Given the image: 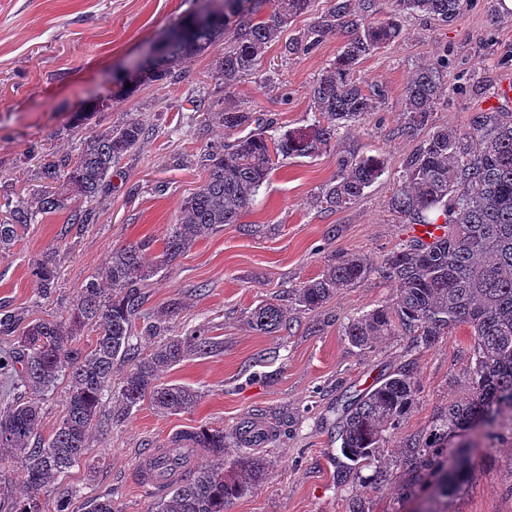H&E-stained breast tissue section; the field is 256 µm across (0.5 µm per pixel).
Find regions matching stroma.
Wrapping results in <instances>:
<instances>
[{
	"label": "stroma",
	"instance_id": "stroma-1",
	"mask_svg": "<svg viewBox=\"0 0 512 512\" xmlns=\"http://www.w3.org/2000/svg\"><path fill=\"white\" fill-rule=\"evenodd\" d=\"M499 0H468L449 23L421 16L403 19L401 38L364 57L358 67L368 83L387 97L365 120L340 129L327 151L313 157L279 160L255 203L237 223L195 244L165 274L146 282L144 316L172 299L182 304L168 322V335L206 325L224 341V350L194 356L162 376L163 382L198 389L188 411L162 415L149 404L125 412L109 398L80 461L43 494L46 512L67 499V512H91L96 498L112 496L119 512H147L152 501L137 477L144 453L167 447L176 433L208 423L226 436L225 465L250 455L264 472L251 492L233 499L226 512H347L360 495L367 512H429L430 490L403 493V478L370 491L371 469L336 482L337 442L333 408L347 392L370 388L380 375L413 364L419 391L408 415L384 451L394 463L407 439L427 431L449 401L469 393L473 375L472 338L458 328L430 349L410 337L390 336L360 350L344 336L346 324L378 305L395 301V288L380 275L338 290L322 308L298 311L289 292L321 276L331 255L359 254L372 261L412 237L388 198L403 160L418 137L401 132L404 91L418 66L447 55L456 77L433 112L434 125L467 127L473 112L512 77V15ZM208 0H0V221L7 201L34 199L44 160L72 154L92 132L137 118L151 132L112 172V188L96 204L91 224H72L64 211L38 216L12 250L0 252V306L21 322L60 315L88 280L102 277L116 247L143 237L162 238L176 223L181 200L202 183L201 158L210 144L229 142L222 125L191 102L225 104L272 120L278 131L312 123L310 89L335 59L340 40L326 36L309 54L284 55L285 42L304 38L329 9L313 0L310 12L295 18L261 66L232 88L212 74L215 54L183 62L177 84L140 85L130 96L133 65L148 48L201 13ZM484 81L482 93L470 92ZM108 107L90 124L73 123L75 113ZM383 155L380 181L352 204L327 209L326 189L336 180L341 154ZM339 235H329L331 226ZM53 257L60 277L49 298H40L30 271ZM279 303L292 329L260 335L247 324L263 301ZM258 415L280 429L263 445L239 448L233 435L240 419ZM494 439L451 438L449 451L478 446L469 481L444 502L445 512H512V412H502Z\"/></svg>",
	"mask_w": 512,
	"mask_h": 512
}]
</instances>
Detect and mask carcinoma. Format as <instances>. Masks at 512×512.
<instances>
[{
    "label": "carcinoma",
    "instance_id": "carcinoma-1",
    "mask_svg": "<svg viewBox=\"0 0 512 512\" xmlns=\"http://www.w3.org/2000/svg\"><path fill=\"white\" fill-rule=\"evenodd\" d=\"M312 0H224L207 8V20L188 38L173 37L161 61L146 69L141 80L153 83L176 80L177 69L190 58L224 45L216 75L231 88L257 70L265 49L283 29L310 10ZM468 0H392L383 19L352 9L351 0H331L328 11L311 29L306 41H290L287 55L311 51L321 38L333 33L342 39L335 60L312 86L314 121L304 129L269 133L271 123L251 112L226 108L212 118L224 131L236 135L230 143L210 146L203 156L206 177L195 192L184 197L177 223L162 239V250L149 264L145 255L157 239L148 237L112 251L106 283L93 278L79 288L66 315L35 320L23 327L15 351L0 359L12 368L31 396L0 409V448L4 460H16L24 483L10 495L0 512H45L40 492L77 464L91 430L97 426L109 390L122 408L130 411L149 401L160 414H178L198 400V391L161 382V372L187 356L210 355L224 342L200 327L185 336H167L166 320L181 308L169 303L147 323L146 332L160 340L144 353L133 343V326L145 302L143 286L159 272L226 224H234L256 201L260 188L279 157H313L330 147L338 130L366 119L385 99V90L366 86L357 75L363 57L399 39V17L424 13L444 22L458 16ZM448 57L423 64L406 87L402 132L413 136L430 132L401 165L388 207L403 224H440L444 234L427 243L418 238L402 243L375 265L358 254L333 255L323 274L292 289L303 311L323 307L340 288L361 283L374 272L395 285L396 302L379 306L352 319L344 336L355 347L371 349L389 336L405 335L416 346L432 348L450 330L464 327L473 339V377L468 398L450 402L438 413L432 428L405 444L396 460L410 476L414 490L428 480L441 498L457 492L467 481L475 449L460 447L448 460V438L481 428L493 436L499 415L512 412V112L478 111L465 129L433 125L439 97L451 88ZM146 124L131 119L80 142L77 152L40 168L47 185L35 201L19 199L9 218L0 222V252L14 247L20 231L40 214L72 209V224H90L93 204L110 186L112 168L145 138ZM336 183L327 191L331 207L350 204L364 195L385 173L379 155H341ZM59 277L56 262L47 257L32 269L40 296L48 297ZM251 327L260 333L287 328L281 307L262 301L249 313ZM86 327L95 343L86 351L76 344ZM127 372L112 382L114 365ZM69 382L64 415L55 432L40 433V396L60 379ZM418 392L413 371L401 368L368 392L350 395L336 405L335 432L340 441L336 474L342 483L361 467L373 469L374 488L387 484L392 471L380 464L384 445L409 412ZM176 446L196 448L219 463L192 471L156 498L150 512H224L233 499L249 492L263 475V461L242 457L224 469V429L208 424L176 434Z\"/></svg>",
    "mask_w": 512,
    "mask_h": 512
}]
</instances>
